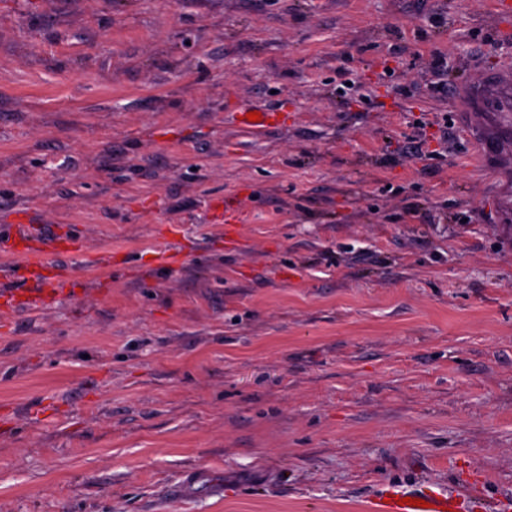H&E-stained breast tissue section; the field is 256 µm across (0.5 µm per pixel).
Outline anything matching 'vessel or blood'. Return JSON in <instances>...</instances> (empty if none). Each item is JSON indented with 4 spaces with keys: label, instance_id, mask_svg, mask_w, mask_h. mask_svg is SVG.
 I'll return each instance as SVG.
<instances>
[{
    "label": "vessel or blood",
    "instance_id": "b4317fda",
    "mask_svg": "<svg viewBox=\"0 0 512 512\" xmlns=\"http://www.w3.org/2000/svg\"><path fill=\"white\" fill-rule=\"evenodd\" d=\"M462 96L466 111L480 118L476 133L486 164L500 173L512 171V62L483 72ZM14 238L18 242L14 259L7 265V277L0 280V313L6 315L43 308L62 273L54 256L83 257L96 266H112L110 251L86 255L81 238L64 239L43 232L38 224L15 225ZM409 497L425 500V507L406 505ZM366 512H461V505L458 498L430 486H391L367 502Z\"/></svg>",
    "mask_w": 512,
    "mask_h": 512
}]
</instances>
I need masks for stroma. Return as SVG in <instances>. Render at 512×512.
Listing matches in <instances>:
<instances>
[{
  "instance_id": "1",
  "label": "stroma",
  "mask_w": 512,
  "mask_h": 512,
  "mask_svg": "<svg viewBox=\"0 0 512 512\" xmlns=\"http://www.w3.org/2000/svg\"><path fill=\"white\" fill-rule=\"evenodd\" d=\"M505 61L512 0H0V252L112 253L0 326V512L512 498V211L456 114ZM410 497L412 499H422L432 505V508L412 507V505H397L399 500ZM442 507H448V510H442ZM462 507L459 499L455 496H449L442 493L434 487L416 486L401 488L399 486H389L382 490L379 495L371 499L366 504L367 512H460Z\"/></svg>"
}]
</instances>
